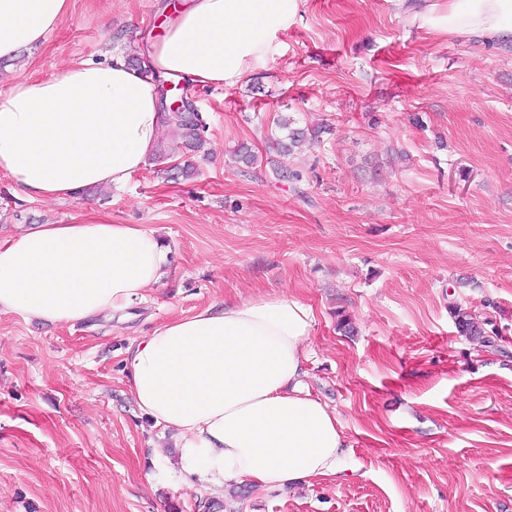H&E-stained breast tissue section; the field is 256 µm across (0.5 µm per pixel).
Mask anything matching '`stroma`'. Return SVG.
<instances>
[{
  "label": "stroma",
  "instance_id": "35a3bbf8",
  "mask_svg": "<svg viewBox=\"0 0 512 512\" xmlns=\"http://www.w3.org/2000/svg\"><path fill=\"white\" fill-rule=\"evenodd\" d=\"M163 3L69 0L0 62V90L80 60L141 65ZM185 92L201 148L165 128L122 187L31 202L0 174V243L106 217L168 252L124 322L0 314V512H512V44L409 25L396 0H302L268 64ZM283 117L322 128L288 180L268 147ZM283 290L315 314L303 383L342 425V470L217 500L136 406L127 350ZM452 302L492 322L495 347L459 336Z\"/></svg>",
  "mask_w": 512,
  "mask_h": 512
}]
</instances>
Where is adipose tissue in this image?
<instances>
[{
	"label": "adipose tissue",
	"instance_id": "1",
	"mask_svg": "<svg viewBox=\"0 0 512 512\" xmlns=\"http://www.w3.org/2000/svg\"><path fill=\"white\" fill-rule=\"evenodd\" d=\"M301 0H168L141 67L79 62L0 92V173L28 199L66 201L120 187L155 152L165 114L159 83L232 85L272 57ZM69 0H0V59L42 43ZM410 22L512 43V0H421ZM167 251L152 230L86 218L35 224L0 243V313L46 324L109 319L158 284ZM315 323L282 291L213 304L128 350L140 410L176 435L179 471L214 492L284 488L341 469L333 410L300 387Z\"/></svg>",
	"mask_w": 512,
	"mask_h": 512
}]
</instances>
